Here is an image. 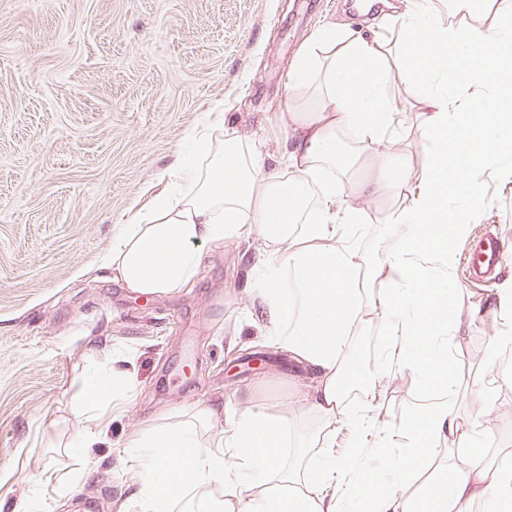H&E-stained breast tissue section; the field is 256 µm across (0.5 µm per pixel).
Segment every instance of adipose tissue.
Masks as SVG:
<instances>
[{
    "mask_svg": "<svg viewBox=\"0 0 512 512\" xmlns=\"http://www.w3.org/2000/svg\"><path fill=\"white\" fill-rule=\"evenodd\" d=\"M399 2L384 16L394 41L332 23L298 49L279 154L209 113L164 188L117 226L101 256L126 288L159 296L194 282L203 244L259 239L250 288L258 328L309 369L299 405L317 420L298 433L269 408L204 404L191 408L192 422L148 425L121 458L130 512H512V464L479 457L487 430L460 429L453 401L408 418L412 444L387 477L367 470L370 422L346 407L371 303L389 353L365 381L403 363L420 371L424 391L453 389L448 352L462 327L455 246L484 206L488 179L512 184V0L478 9L458 0L474 12L459 24L440 22L427 0ZM396 82L410 110L392 97ZM406 127L428 143L422 158L397 149ZM365 202L390 239L375 261L355 245ZM135 387L132 363L113 356L73 398V417L94 425L70 441L74 465L60 491L86 479L85 449L108 435ZM219 415L223 426L202 445L196 422ZM340 420L350 449L339 459L330 435ZM445 433L456 446L442 475L404 494L406 476Z\"/></svg>",
    "mask_w": 512,
    "mask_h": 512,
    "instance_id": "ef3b65f1",
    "label": "adipose tissue"
}]
</instances>
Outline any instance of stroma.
Listing matches in <instances>:
<instances>
[{
  "mask_svg": "<svg viewBox=\"0 0 512 512\" xmlns=\"http://www.w3.org/2000/svg\"><path fill=\"white\" fill-rule=\"evenodd\" d=\"M335 21L377 33L344 0H0V512L29 502L75 512L80 499L120 512L126 441L200 399L270 405L294 427L314 426L293 406L303 368L247 323L253 245H203L194 284L163 296L125 288L98 259L115 225L162 188L205 113L223 109L259 150L273 149L288 125L290 62ZM486 230L512 247V190L489 184L468 237ZM495 332L473 321L449 361L461 422H488L483 452L505 462L512 365L497 362L502 387L476 399ZM107 343L132 357L143 390L92 449L90 477L63 495L73 460L62 446L82 427L69 404ZM421 386L403 367L384 391L352 393L349 406L391 437L387 450L368 448V466L407 454L405 423L428 402Z\"/></svg>",
  "mask_w": 512,
  "mask_h": 512,
  "instance_id": "stroma-1",
  "label": "stroma"
}]
</instances>
